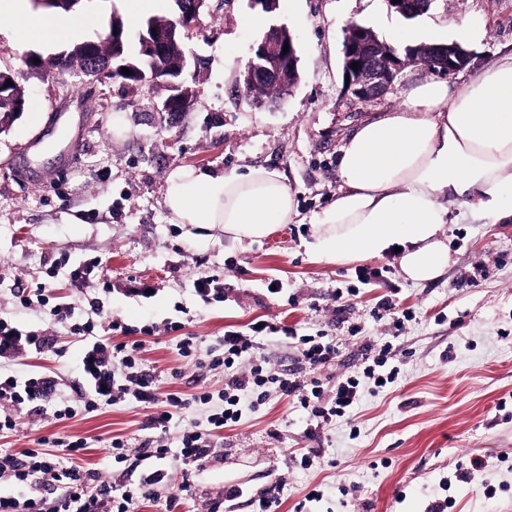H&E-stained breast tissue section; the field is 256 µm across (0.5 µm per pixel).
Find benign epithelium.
Returning a JSON list of instances; mask_svg holds the SVG:
<instances>
[{
    "label": "benign epithelium",
    "mask_w": 512,
    "mask_h": 512,
    "mask_svg": "<svg viewBox=\"0 0 512 512\" xmlns=\"http://www.w3.org/2000/svg\"><path fill=\"white\" fill-rule=\"evenodd\" d=\"M206 0H176L177 14L170 19L167 27L155 22L149 23L147 32L140 35L142 52L157 64L153 73L143 77L142 83L154 87L158 84L166 86L169 95L162 101L159 112H182L194 96V91L186 86L182 74L188 64L185 39L189 38L195 26L200 10ZM433 0H399L395 8L411 15H420L428 10ZM286 27L271 25L260 44L257 56L249 57L240 73L246 93L250 87L267 81H279L284 74L296 71L299 59L296 55L294 38L282 37ZM343 75L349 76L350 82L346 91L360 101H371L386 95L394 85L398 75L411 64L419 65L415 54H400L391 44L380 39L370 27L349 21L344 27ZM289 45V51L283 52V46ZM87 52L91 58V66L86 72L88 77H103L122 72L112 68V58L100 62L94 53V42L86 41ZM34 57L29 53L23 57V68L16 72L0 71V100L8 101L15 112L24 110L25 100L15 96L13 88L22 86L21 79L35 70ZM358 62L359 68L353 70L350 64ZM430 65L433 70L451 76L466 67L469 62L467 50L457 43L439 44L432 49ZM14 86H6V81Z\"/></svg>",
    "instance_id": "obj_1"
}]
</instances>
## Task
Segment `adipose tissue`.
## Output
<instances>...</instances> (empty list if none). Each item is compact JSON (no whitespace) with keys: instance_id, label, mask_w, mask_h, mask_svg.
<instances>
[{"instance_id":"obj_1","label":"adipose tissue","mask_w":512,"mask_h":512,"mask_svg":"<svg viewBox=\"0 0 512 512\" xmlns=\"http://www.w3.org/2000/svg\"><path fill=\"white\" fill-rule=\"evenodd\" d=\"M44 15L25 0H0V25L19 43L40 40ZM342 186L316 223L314 250L338 263L404 246L403 271L420 282L448 262L440 237L450 207L480 220L512 218V56L459 91L441 81L411 88L402 105L365 123L342 148ZM165 206L179 224H202L241 242L287 223L293 196L264 168L214 175L179 168Z\"/></svg>"}]
</instances>
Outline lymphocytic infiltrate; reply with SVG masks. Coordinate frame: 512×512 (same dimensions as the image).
Listing matches in <instances>:
<instances>
[{
  "label": "lymphocytic infiltrate",
  "instance_id": "lymphocytic-infiltrate-1",
  "mask_svg": "<svg viewBox=\"0 0 512 512\" xmlns=\"http://www.w3.org/2000/svg\"><path fill=\"white\" fill-rule=\"evenodd\" d=\"M54 315L57 323L83 344L81 371L86 389L79 397L62 398L52 372L15 370L20 355L50 350L55 338L47 330L25 328L0 317V435L15 430L27 408L43 407L55 397L61 400L60 408L52 412L57 420L95 410L103 403L150 408L148 426L154 434L141 440L113 437V473H120L122 465L131 460L140 467L137 480L127 484L117 478L110 483L102 481L97 471L82 465L81 456L88 448L83 438H54L56 451L45 457L31 449L19 454L0 449V483L15 481L29 489L22 500L0 495V512H102L107 502L112 512H136L140 501L152 499L162 490L168 492L170 506H178L182 496L191 491L192 476L204 472L208 465L223 462V430L238 424L244 411L258 410L277 397L286 398L305 414L314 431L350 416L362 398L361 379H380L390 385L400 374L391 343L370 345L360 376L339 380L334 396L324 399L322 385L313 374L335 360L334 337L325 333L301 335L288 326L254 321L246 330L225 331L207 350L206 360H196L198 368L223 372L222 390L190 396L179 391L163 393L157 376L140 358L144 339L155 334V326L136 328L112 319L94 334L87 326L70 323L68 305H57ZM277 339L293 341L301 371L272 367L263 349ZM193 405L208 406L205 422L192 423L177 436H170L174 415ZM177 470L184 479L176 486L172 474ZM51 488L58 492L52 501L44 495Z\"/></svg>",
  "mask_w": 512,
  "mask_h": 512
}]
</instances>
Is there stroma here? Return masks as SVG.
Returning a JSON list of instances; mask_svg holds the SVG:
<instances>
[{"mask_svg":"<svg viewBox=\"0 0 512 512\" xmlns=\"http://www.w3.org/2000/svg\"><path fill=\"white\" fill-rule=\"evenodd\" d=\"M251 13L249 0H206L185 72L195 98L183 112L157 111L164 87L148 90L119 77L92 81L75 71L25 80V108L0 130V315L44 329L54 327L51 305L70 302L78 319L97 325L106 317L136 326L182 322L203 349L258 317L301 335L324 330L336 338L335 361L316 374L328 398L337 378L358 372L366 344L393 343L399 379L382 391H365L350 420L311 436L303 414L282 399L225 429L223 463L193 478L192 496L175 512H208L210 500L230 484L260 494L280 481L285 489L272 512H299L317 485L324 492L319 512H427L444 496L453 502L448 512H512V221L485 223L452 207L442 227L448 265L421 282L404 274L392 249L336 264L309 248L316 219L341 186L345 142L432 77L425 67L410 66L388 94L358 101L344 89L345 23L361 22L383 39L408 26L422 41L440 43L458 41L462 24L482 27L485 37L470 47L469 64L447 79L455 90L512 55V0H440L412 21L391 13L386 0H279L272 21L296 40L299 80L284 100L262 105L238 83L251 46L264 34L244 25ZM69 43L19 46L1 28L0 70L18 69L30 52L50 58ZM117 115L128 134L112 133ZM38 135L43 142L33 155L28 145ZM183 167L277 172L296 210L268 236L240 243L202 225L173 223L165 179ZM94 257L111 282L100 317L68 277L76 261ZM362 267L380 271V278L359 284ZM212 274L224 279V299L206 305L193 294L192 281ZM17 282L28 290L46 284L48 305L22 306ZM141 283L151 286L153 297L136 294ZM273 283L279 293L269 292ZM386 296L413 314L402 329L393 318L373 316ZM55 329L52 351L28 360L53 371L72 397L85 385L80 343ZM145 357L162 390L194 394L224 385L223 374L180 357L172 335L150 337ZM149 415L125 404L61 421L28 413L9 437H0V448L18 452L50 435L83 437L91 445L89 468L108 476L113 436L146 438ZM354 425L360 429L355 438L349 435ZM298 448L322 449L320 463L286 465Z\"/></svg>","mask_w":512,"mask_h":512,"instance_id":"1","label":"stroma"}]
</instances>
